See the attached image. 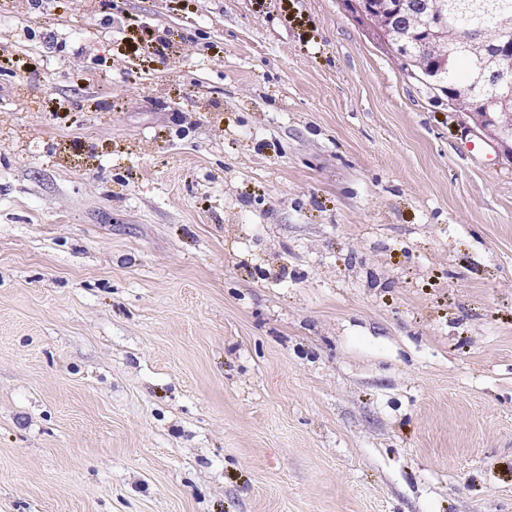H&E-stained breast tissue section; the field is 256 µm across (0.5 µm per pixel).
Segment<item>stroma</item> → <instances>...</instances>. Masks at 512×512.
I'll return each instance as SVG.
<instances>
[{"label":"stroma","instance_id":"stroma-1","mask_svg":"<svg viewBox=\"0 0 512 512\" xmlns=\"http://www.w3.org/2000/svg\"><path fill=\"white\" fill-rule=\"evenodd\" d=\"M0 54V512H512V160L348 0Z\"/></svg>","mask_w":512,"mask_h":512}]
</instances>
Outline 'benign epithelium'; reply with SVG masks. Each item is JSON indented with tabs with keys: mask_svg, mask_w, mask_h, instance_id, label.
<instances>
[{
	"mask_svg": "<svg viewBox=\"0 0 512 512\" xmlns=\"http://www.w3.org/2000/svg\"><path fill=\"white\" fill-rule=\"evenodd\" d=\"M407 65L410 75L432 85L448 105L473 123L512 159V13L494 17V28L463 29L449 18L455 0H350ZM462 51L475 63L471 78L444 83L453 55Z\"/></svg>",
	"mask_w": 512,
	"mask_h": 512,
	"instance_id": "obj_1",
	"label": "benign epithelium"
}]
</instances>
